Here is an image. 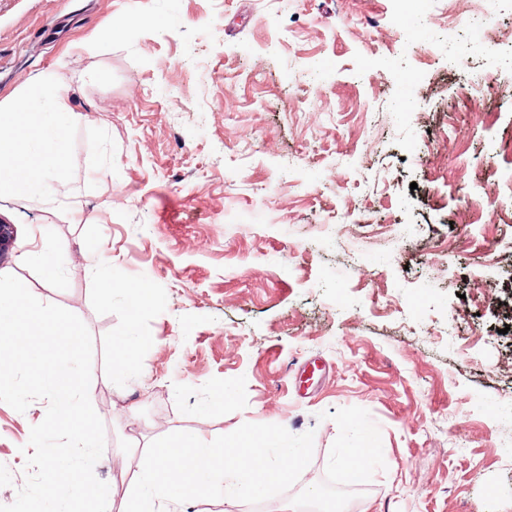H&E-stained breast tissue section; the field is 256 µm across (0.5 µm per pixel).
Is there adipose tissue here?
<instances>
[{"label":"adipose tissue","instance_id":"1","mask_svg":"<svg viewBox=\"0 0 512 512\" xmlns=\"http://www.w3.org/2000/svg\"><path fill=\"white\" fill-rule=\"evenodd\" d=\"M78 119L69 87L48 75L0 98V196H34L50 176L54 193L68 197L67 134Z\"/></svg>","mask_w":512,"mask_h":512}]
</instances>
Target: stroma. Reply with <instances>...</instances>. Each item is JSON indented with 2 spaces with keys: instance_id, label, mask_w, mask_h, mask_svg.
Here are the masks:
<instances>
[{
  "instance_id": "obj_1",
  "label": "stroma",
  "mask_w": 512,
  "mask_h": 512,
  "mask_svg": "<svg viewBox=\"0 0 512 512\" xmlns=\"http://www.w3.org/2000/svg\"><path fill=\"white\" fill-rule=\"evenodd\" d=\"M477 41L512 45L511 5L475 25L454 0H0V98L53 73L80 115L73 205L0 199V274L93 338L112 512L151 441L262 418L313 432L297 482L184 512L302 506L326 479L340 512H512V220L485 206L512 193V69ZM117 336L148 339L129 378ZM46 410L0 402V505Z\"/></svg>"
}]
</instances>
